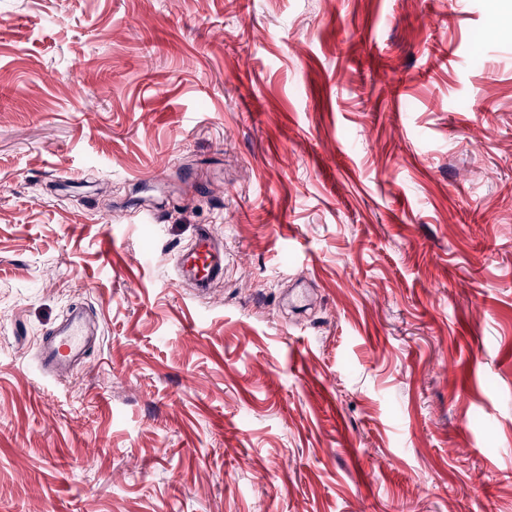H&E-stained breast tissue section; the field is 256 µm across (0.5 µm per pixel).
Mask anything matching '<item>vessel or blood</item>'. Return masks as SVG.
<instances>
[{
	"mask_svg": "<svg viewBox=\"0 0 512 512\" xmlns=\"http://www.w3.org/2000/svg\"><path fill=\"white\" fill-rule=\"evenodd\" d=\"M176 266L182 278L191 280L196 293H205L224 274V243L210 227L201 228L192 245L179 253ZM98 339L97 324L81 309L63 318L37 347L43 376L64 378L87 357L90 346Z\"/></svg>",
	"mask_w": 512,
	"mask_h": 512,
	"instance_id": "obj_1",
	"label": "vessel or blood"
}]
</instances>
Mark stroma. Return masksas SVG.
<instances>
[{
  "label": "stroma",
  "mask_w": 512,
  "mask_h": 512,
  "mask_svg": "<svg viewBox=\"0 0 512 512\" xmlns=\"http://www.w3.org/2000/svg\"><path fill=\"white\" fill-rule=\"evenodd\" d=\"M506 2L0 0V512H512ZM182 278L190 279L196 294L205 293L224 274V243L211 227H202L192 245L176 256ZM97 323L76 308L43 336L37 347L41 374L51 378L69 376L98 340Z\"/></svg>",
  "instance_id": "obj_1"
}]
</instances>
